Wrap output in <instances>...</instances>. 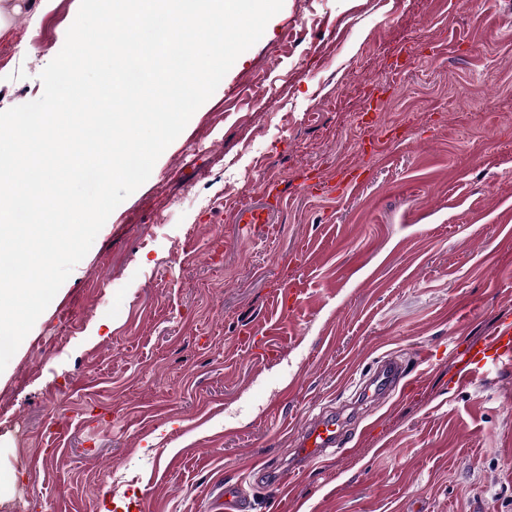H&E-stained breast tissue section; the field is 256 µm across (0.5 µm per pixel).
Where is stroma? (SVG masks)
Instances as JSON below:
<instances>
[{
	"mask_svg": "<svg viewBox=\"0 0 512 512\" xmlns=\"http://www.w3.org/2000/svg\"><path fill=\"white\" fill-rule=\"evenodd\" d=\"M79 3L24 0L0 111L41 97ZM505 319L512 0H284L0 372V512H210L227 483L249 512H512V366L458 382ZM389 356L414 390L304 465L303 427Z\"/></svg>",
	"mask_w": 512,
	"mask_h": 512,
	"instance_id": "35a3bbf8",
	"label": "stroma"
}]
</instances>
